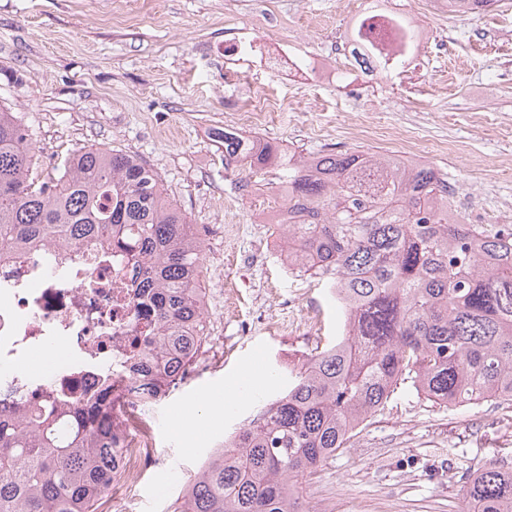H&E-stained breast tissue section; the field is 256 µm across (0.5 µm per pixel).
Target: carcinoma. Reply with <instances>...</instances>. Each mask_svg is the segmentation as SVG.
Listing matches in <instances>:
<instances>
[{"mask_svg": "<svg viewBox=\"0 0 512 512\" xmlns=\"http://www.w3.org/2000/svg\"><path fill=\"white\" fill-rule=\"evenodd\" d=\"M224 159L275 165L299 224H278L288 267L324 283L341 335L290 373L179 494L177 512H303L299 479L350 445L411 383L448 407L512 406V225L465 224L448 174L423 162L346 151L304 160L226 130ZM32 134L0 105V256L95 239L144 257L159 323L142 356L167 390L205 339L203 241L160 176L91 145L41 180ZM112 387L76 406H0V512H98L120 471ZM466 512H512V469L467 479Z\"/></svg>", "mask_w": 512, "mask_h": 512, "instance_id": "1", "label": "carcinoma"}]
</instances>
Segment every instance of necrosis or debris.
Listing matches in <instances>:
<instances>
[{"label":"necrosis or debris","instance_id":"1","mask_svg":"<svg viewBox=\"0 0 512 512\" xmlns=\"http://www.w3.org/2000/svg\"><path fill=\"white\" fill-rule=\"evenodd\" d=\"M362 18L341 47L346 63L364 54L389 60L383 74L393 81L416 68L418 44L392 12L367 8ZM140 282L139 262L103 244L82 241L0 258V397L26 406L60 399L76 405L111 383L121 410L119 481L129 489L155 459L144 420L152 398L133 370L156 333Z\"/></svg>","mask_w":512,"mask_h":512}]
</instances>
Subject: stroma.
<instances>
[{"instance_id":"stroma-1","label":"stroma","mask_w":512,"mask_h":512,"mask_svg":"<svg viewBox=\"0 0 512 512\" xmlns=\"http://www.w3.org/2000/svg\"><path fill=\"white\" fill-rule=\"evenodd\" d=\"M446 49L421 45L422 72L393 89L374 80L361 99L341 87L273 75L230 49L235 33L284 41L295 59L335 57L361 0H0V104L33 133L38 172L96 145L137 156L168 199L197 224L209 317L224 320L215 359L178 381L148 420L165 460L134 492L113 487L99 512H163L227 433L256 410L231 384L274 399L288 386L285 357H303L338 334L323 284L289 269L266 211L285 206L276 168L226 164L219 134L230 112L269 92L300 103L270 113L251 136L304 156L357 149L390 153L414 137L455 188L468 224H512V0L478 17L428 0H396ZM512 464V408L451 409L404 384L349 448L303 478L305 512H463L466 481L486 462Z\"/></svg>"}]
</instances>
